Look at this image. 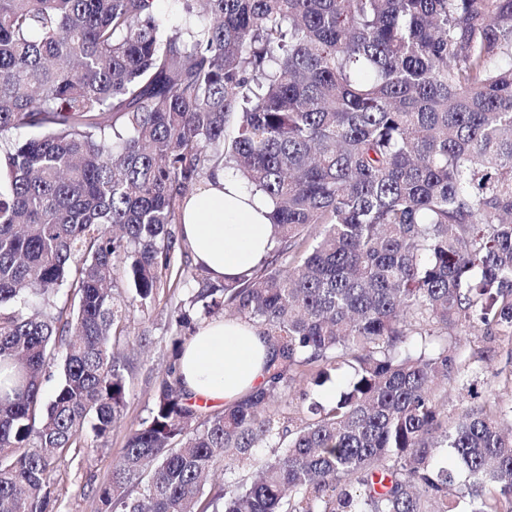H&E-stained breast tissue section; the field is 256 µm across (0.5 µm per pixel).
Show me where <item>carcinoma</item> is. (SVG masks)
Wrapping results in <instances>:
<instances>
[{"instance_id": "obj_1", "label": "carcinoma", "mask_w": 512, "mask_h": 512, "mask_svg": "<svg viewBox=\"0 0 512 512\" xmlns=\"http://www.w3.org/2000/svg\"><path fill=\"white\" fill-rule=\"evenodd\" d=\"M175 2L0 0V512H51L50 473L122 416L132 312L187 274L177 327H258L268 384L207 412L172 362L100 512H512V396L443 395L512 388V350L489 372L473 347L512 346V0ZM219 169L273 204L224 282L173 228ZM456 383L448 384V414H457L462 406L467 404L479 403L485 399L492 397L494 394L503 395L504 398L510 396V389H505L502 385L489 382L486 376H471L468 378L467 388L460 389ZM470 392L468 393V391ZM507 393L509 394L507 396ZM471 395V396H470ZM327 388H332L334 390L335 394L337 393V386L335 384H326L324 387H314V388H310L305 385H300V386L297 385L296 388H294V390L292 392V396L290 398H288V396H287V397L283 398L282 401H280L278 403L279 411L281 413V418H284V420L286 422L288 421V412H289L288 402L292 401L291 398H293L292 406L294 407L295 404L299 401L298 397L300 395V392L306 391V393L308 394V401L313 398L315 400H320L322 402H326L327 399H326V397L323 396V393L321 390L327 389Z\"/></svg>"}]
</instances>
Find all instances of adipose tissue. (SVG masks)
I'll return each mask as SVG.
<instances>
[{
  "instance_id": "1",
  "label": "adipose tissue",
  "mask_w": 512,
  "mask_h": 512,
  "mask_svg": "<svg viewBox=\"0 0 512 512\" xmlns=\"http://www.w3.org/2000/svg\"><path fill=\"white\" fill-rule=\"evenodd\" d=\"M272 205L225 172L191 194L181 212L180 234L193 259L213 280L239 276L267 253ZM271 348L258 329L239 320L204 322L185 344L179 373L187 394L231 404L267 381Z\"/></svg>"
}]
</instances>
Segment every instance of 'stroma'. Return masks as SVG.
<instances>
[{"label":"stroma","mask_w":512,"mask_h":512,"mask_svg":"<svg viewBox=\"0 0 512 512\" xmlns=\"http://www.w3.org/2000/svg\"><path fill=\"white\" fill-rule=\"evenodd\" d=\"M189 288V283L184 282L180 287L164 290L151 306L133 314L128 331L134 338L146 337L147 342L122 347L121 364L127 380L123 416L107 437H88L87 447L74 450L71 464L51 473L52 512H98L96 489L110 478L130 426L148 417L158 382L173 359L176 325L170 312L186 298Z\"/></svg>","instance_id":"stroma-1"}]
</instances>
